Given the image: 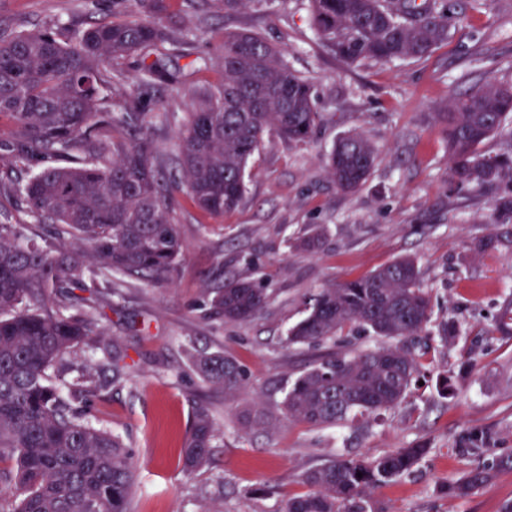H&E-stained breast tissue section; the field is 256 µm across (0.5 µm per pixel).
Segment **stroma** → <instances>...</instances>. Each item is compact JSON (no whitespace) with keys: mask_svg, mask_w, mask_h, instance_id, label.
<instances>
[{"mask_svg":"<svg viewBox=\"0 0 512 512\" xmlns=\"http://www.w3.org/2000/svg\"><path fill=\"white\" fill-rule=\"evenodd\" d=\"M164 2L161 18L170 27L189 24L195 4L205 18L200 38L187 41L179 60L189 83H218L219 69L197 68V57L221 46L225 31L247 28L314 83L321 122L305 145L264 139L236 210L210 216L178 194L176 224L186 251L171 285L152 287L130 276L112 282V307L100 325L124 355L126 376L83 406L81 416L129 444L136 461L130 512H280L288 498L306 493V470L335 456L381 455L413 442L430 452L412 473L375 490L385 512H501L512 501V468L464 498L442 491L479 461L454 446L464 430H488L496 455L512 457V338L495 330L512 293V259L502 251L468 252L470 239L491 233L496 217L477 189L452 182L435 115L451 97L487 80L512 84V0H447L448 39L429 55L355 66L320 45L309 0H251L229 18L218 0ZM123 17L113 0H0V27L9 30ZM157 96L169 120L156 124L155 137L173 153L187 100L175 87ZM352 132L373 143L378 161L358 191L345 193L328 176L326 161L336 141ZM317 228L319 248H297ZM401 257L417 261L433 321L455 317L461 339L433 345L423 359V384L379 421L320 429L287 422L285 392L322 351L289 348V327L318 288ZM231 275L262 276L274 289V300L255 319L227 322L207 304L206 289ZM190 345L236 358L250 390L225 400L222 389L189 368ZM445 381L452 386L446 395ZM201 401L224 443L208 466L189 472L181 449Z\"/></svg>","mask_w":512,"mask_h":512,"instance_id":"35a3bbf8","label":"stroma"}]
</instances>
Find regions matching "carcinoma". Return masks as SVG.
<instances>
[{"label":"carcinoma","instance_id":"1","mask_svg":"<svg viewBox=\"0 0 512 512\" xmlns=\"http://www.w3.org/2000/svg\"><path fill=\"white\" fill-rule=\"evenodd\" d=\"M118 0L128 19L82 28L38 26L0 32V116L14 126L0 143V193L18 196L36 225L55 242L30 238L28 224L0 213V512H129L135 464L123 438L80 418L72 403L99 395L122 380L124 367L92 312L99 292L84 297L86 281L112 288V276L171 283L185 245L175 224V192L184 188L200 211L221 216L246 193L249 160L268 136L311 141L321 120L314 85L296 74L280 50L252 31H227L204 66L222 73L216 85L185 92L187 118L177 152L163 155L150 132L168 121L156 98L160 87L183 83L170 56L175 38L147 2ZM311 21L324 47L342 62L393 63L427 56L448 39V9L440 0H310ZM133 61L138 75L114 98ZM512 117V85L489 82L448 101L436 113L448 147L451 179L489 194L499 215L496 231L475 236L470 251L512 250V152L482 146ZM378 159L361 134L340 138L328 158L336 187L365 184ZM208 304L228 322L249 321L270 303L257 280L231 276L207 289ZM512 333V296L496 318ZM431 304L415 259L400 258L369 275L329 283L312 297L305 317L288 332V346L336 341L347 329L397 341L357 352L340 348L313 360L291 382L286 419L336 427L399 405L419 381L421 354L405 341L436 334L448 345L462 326L444 320L430 329ZM95 341L112 376L52 380L49 371L75 347ZM203 382L236 398L246 370L224 353L188 351ZM224 435L211 408L196 404L182 462L192 472L208 464ZM456 448L486 459L448 492L465 497L488 483L512 458L492 452L493 439L466 430ZM430 448L415 443L382 456L335 457L302 475L310 491L288 498L281 512H379L372 494L410 473ZM362 476H357V473Z\"/></svg>","mask_w":512,"mask_h":512}]
</instances>
